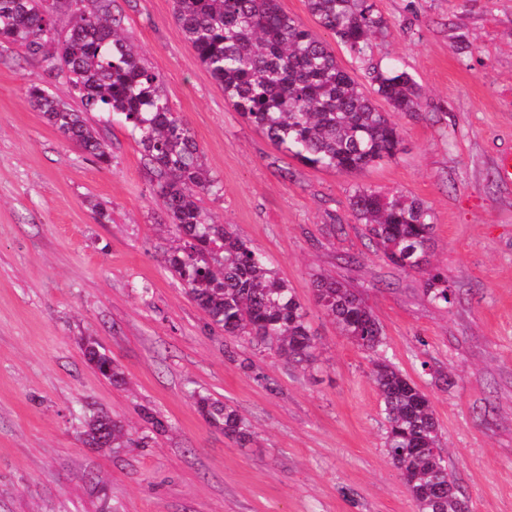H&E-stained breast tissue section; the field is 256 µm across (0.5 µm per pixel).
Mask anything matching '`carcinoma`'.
<instances>
[{"label": "carcinoma", "instance_id": "cac0c4a2", "mask_svg": "<svg viewBox=\"0 0 512 512\" xmlns=\"http://www.w3.org/2000/svg\"><path fill=\"white\" fill-rule=\"evenodd\" d=\"M111 2L80 0L75 9L71 0H0V42L24 48L43 69L42 78L27 83L29 103L104 166L111 165L112 152L89 114L108 112L126 126L166 209L172 240L162 254L164 265L187 288L206 325L296 367H313L317 341L309 308L261 252L202 208L200 195L219 194L220 180L173 111L160 74L123 33ZM307 6L319 29L363 63L387 31L372 0H307ZM66 14L72 22L61 35L56 20ZM174 15L224 99L302 164L353 173L403 150L397 124L375 108L330 45L285 13L279 0H174ZM368 74L374 93L393 111H418L419 87L406 70L372 66ZM54 80L70 86L79 108L52 95ZM350 205L386 260L405 273L426 275L430 301L453 302L447 276L429 269L435 224L427 204L357 188ZM314 284L315 307L370 358L383 402L386 455L417 512H459L462 499L428 395L383 356L382 327L354 289L333 279ZM83 355L113 385L125 383L122 370L96 343L86 342ZM195 402L224 436L241 447L251 443L252 426L237 408L200 393ZM83 437L114 453L137 442L121 422L95 412L85 420Z\"/></svg>", "mask_w": 512, "mask_h": 512}]
</instances>
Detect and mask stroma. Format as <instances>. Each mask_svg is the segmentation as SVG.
I'll return each instance as SVG.
<instances>
[{
	"label": "stroma",
	"instance_id": "stroma-1",
	"mask_svg": "<svg viewBox=\"0 0 512 512\" xmlns=\"http://www.w3.org/2000/svg\"><path fill=\"white\" fill-rule=\"evenodd\" d=\"M388 22L373 60L398 61L422 106L390 112L404 150L354 174L279 151L224 99L175 20L173 0H113L160 73L223 191L202 207L269 259L304 304L325 276L356 288L386 354L430 397L468 512H512V0H374ZM37 58L0 43V512H416L384 448L365 353L312 312L303 370L207 328L164 268L163 208L129 130L95 113L103 166L33 108ZM397 191L435 218L431 261L456 294L385 261L350 207L355 187ZM124 371L114 386L85 340ZM200 390L252 424L249 447L210 426ZM145 433L148 447L88 446L85 409Z\"/></svg>",
	"mask_w": 512,
	"mask_h": 512
}]
</instances>
